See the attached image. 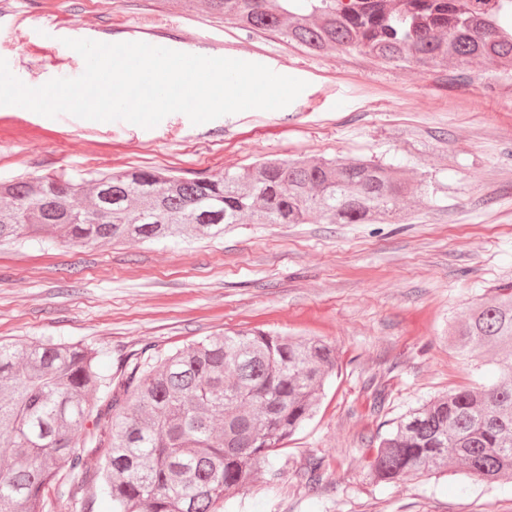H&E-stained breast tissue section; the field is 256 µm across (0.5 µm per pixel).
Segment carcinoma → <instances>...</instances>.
<instances>
[{
  "instance_id": "cac0c4a2",
  "label": "carcinoma",
  "mask_w": 512,
  "mask_h": 512,
  "mask_svg": "<svg viewBox=\"0 0 512 512\" xmlns=\"http://www.w3.org/2000/svg\"><path fill=\"white\" fill-rule=\"evenodd\" d=\"M247 33L269 31L316 53L361 51L385 62L512 66V0H205ZM434 194L374 160L269 159L252 168L166 176L140 167L75 179L49 172L0 183V241L51 236L73 246L213 237L232 224H364L406 198ZM460 349L494 358L500 377L410 412L372 449L379 482L454 470L512 479V288L451 327ZM336 350L259 330L210 336L172 354L148 349L122 375L98 351L51 336L0 343V512H220L319 405ZM105 448L95 469L81 449Z\"/></svg>"
}]
</instances>
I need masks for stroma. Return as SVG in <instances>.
<instances>
[{
  "instance_id": "1",
  "label": "stroma",
  "mask_w": 512,
  "mask_h": 512,
  "mask_svg": "<svg viewBox=\"0 0 512 512\" xmlns=\"http://www.w3.org/2000/svg\"><path fill=\"white\" fill-rule=\"evenodd\" d=\"M129 42L159 29L169 49L260 63L307 81L290 105L204 124L182 113L145 129L0 106V181L52 171L153 167L182 178L265 158L375 159L427 176L436 195L389 224H239L213 239L69 247L0 242V339L52 336L101 353L104 372L144 346L165 353L261 329L335 346L338 369L312 420L224 512H512V482L448 473L377 483L373 445L424 402L495 381L450 326L512 285V77L475 61L423 68L278 36L244 35L179 0H0V58L31 87L75 78L65 46ZM321 463L319 481L305 475Z\"/></svg>"
}]
</instances>
